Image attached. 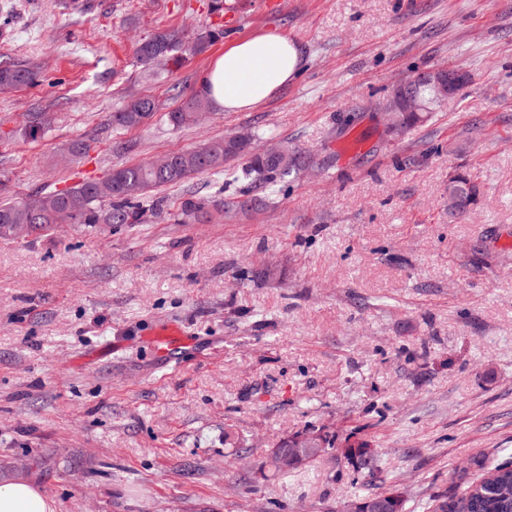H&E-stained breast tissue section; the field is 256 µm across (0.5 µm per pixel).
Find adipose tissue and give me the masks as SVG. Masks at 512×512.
<instances>
[{
  "label": "adipose tissue",
  "mask_w": 512,
  "mask_h": 512,
  "mask_svg": "<svg viewBox=\"0 0 512 512\" xmlns=\"http://www.w3.org/2000/svg\"><path fill=\"white\" fill-rule=\"evenodd\" d=\"M302 53L288 36L268 31L235 41L208 69L211 106L249 110L269 100L300 71ZM0 512H57L55 500L27 480L0 482Z\"/></svg>",
  "instance_id": "obj_1"
}]
</instances>
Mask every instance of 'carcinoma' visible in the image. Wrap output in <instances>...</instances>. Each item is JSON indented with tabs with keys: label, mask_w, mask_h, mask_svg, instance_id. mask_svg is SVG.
<instances>
[{
	"label": "carcinoma",
	"mask_w": 512,
	"mask_h": 512,
	"mask_svg": "<svg viewBox=\"0 0 512 512\" xmlns=\"http://www.w3.org/2000/svg\"><path fill=\"white\" fill-rule=\"evenodd\" d=\"M224 37V31L206 27L193 36L178 28L157 32L140 43L137 55L142 63L165 55L172 67L179 68L186 58L204 52L213 42ZM38 82L37 73L23 65L0 63V85L21 86ZM424 105L421 112H392L402 120L404 130L415 128L426 113L442 105L440 95L426 74L419 72L404 83ZM204 90L184 100L177 110L168 113L169 125L180 129L197 123L210 110ZM157 110L149 96L128 102L112 113V127L132 128L152 117ZM244 160L242 174L254 183L273 184L310 166V158L302 151L283 147L276 159H268L254 149L252 136L235 135L210 139L198 147L173 153L172 162L156 165L150 161L113 169L100 179H87L72 187L48 194L34 195L29 200L0 202V239H24L52 228L56 224H109L116 228L126 224H146L163 212V201L144 204V193L153 188L181 183L190 176L224 172L226 162ZM448 196L457 200L453 212L465 213L476 201V188L464 176L448 184ZM210 208L209 201L188 198L182 202L177 221L197 220ZM341 455L351 463L363 479L361 487L351 492L343 502L342 512H364L368 501L381 499L385 512H406L404 495L396 489L373 493L368 480L379 470L378 454L366 441H345ZM433 512H512V464L505 463L490 469L481 479L471 483L461 494L438 499Z\"/></svg>",
	"instance_id": "obj_1"
}]
</instances>
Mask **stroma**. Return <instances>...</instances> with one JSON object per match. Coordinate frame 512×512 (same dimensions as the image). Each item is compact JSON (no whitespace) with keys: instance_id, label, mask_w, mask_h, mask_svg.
<instances>
[{"instance_id":"obj_1","label":"stroma","mask_w":512,"mask_h":512,"mask_svg":"<svg viewBox=\"0 0 512 512\" xmlns=\"http://www.w3.org/2000/svg\"><path fill=\"white\" fill-rule=\"evenodd\" d=\"M208 0H0V198L100 179L201 141L252 133L311 155L257 187L201 173L158 189L146 224H58L0 240V481L58 512H336L358 475L336 450L300 472L268 454L296 432L369 441L377 492L407 512L512 462V0H236L224 39L144 77L138 43L219 23ZM276 30L298 76L242 112L172 129L167 112L233 41ZM471 76L389 140L391 90L432 68ZM153 97L143 124L112 114ZM52 115L25 138L29 113ZM88 145L74 156L75 140ZM477 201L448 213V181ZM189 196L211 221L173 220ZM184 325L178 362L148 338ZM38 81L37 73L24 65L0 63V85H33Z\"/></svg>"}]
</instances>
